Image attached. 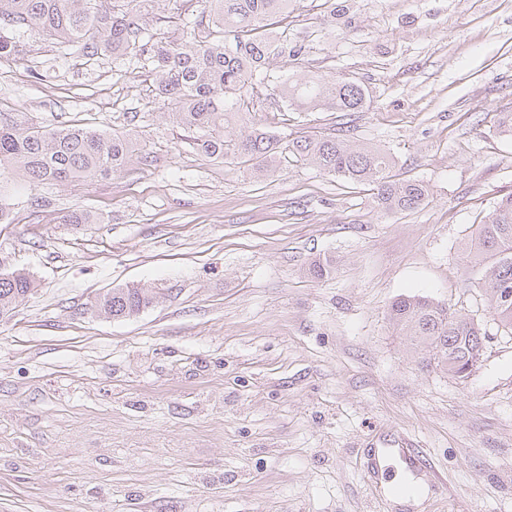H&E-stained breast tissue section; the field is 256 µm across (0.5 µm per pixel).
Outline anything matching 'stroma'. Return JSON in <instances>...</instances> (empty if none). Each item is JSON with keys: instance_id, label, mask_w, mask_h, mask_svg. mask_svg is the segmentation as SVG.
<instances>
[{"instance_id": "1", "label": "stroma", "mask_w": 512, "mask_h": 512, "mask_svg": "<svg viewBox=\"0 0 512 512\" xmlns=\"http://www.w3.org/2000/svg\"><path fill=\"white\" fill-rule=\"evenodd\" d=\"M201 0H157L179 38ZM288 43L311 76L362 83L349 134L431 187L409 213L296 163L271 176L199 155L154 74L88 62L37 33L0 56V115L71 121L145 142L148 164L33 186L0 176V258L37 290L0 315V512H392L364 444L411 438L442 489L423 512H512V335L464 284L461 245L512 192V0H290ZM265 87L250 125L329 134ZM88 212L92 224H66ZM335 273L303 274L315 257ZM137 285L132 318L90 307ZM474 317L467 381L426 371L387 320L400 295Z\"/></svg>"}]
</instances>
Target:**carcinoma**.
<instances>
[{"mask_svg": "<svg viewBox=\"0 0 512 512\" xmlns=\"http://www.w3.org/2000/svg\"><path fill=\"white\" fill-rule=\"evenodd\" d=\"M157 0H0V27L37 31L75 47L87 60L130 57L156 77V94L170 121L194 134V145L212 160L254 163L270 173L283 151L304 165L336 175L350 185L368 186L385 213L413 212L428 203L424 181L395 173L393 156L378 146L360 144L344 133L280 139L258 129L247 132L249 106L257 90L275 84L294 112L327 110L348 116L368 104L366 88L350 78L324 81L297 70L282 78L270 60L288 55L281 28L290 0H202L204 7L182 38L143 41L139 21ZM147 161L129 135L111 134L79 124L36 126L0 117V176L18 168L34 185L64 183L121 173L133 155ZM467 272L505 331L512 333V193L493 206L486 220L462 244ZM0 258V315L15 308L35 288L23 269L6 271ZM335 271L327 258H315L304 274L322 281ZM156 296L138 287L113 288L94 302L96 311L114 319L130 318L150 307ZM388 320L422 367L452 378H469L484 352L485 334L474 319L426 296H400Z\"/></svg>", "mask_w": 512, "mask_h": 512, "instance_id": "1", "label": "carcinoma"}]
</instances>
